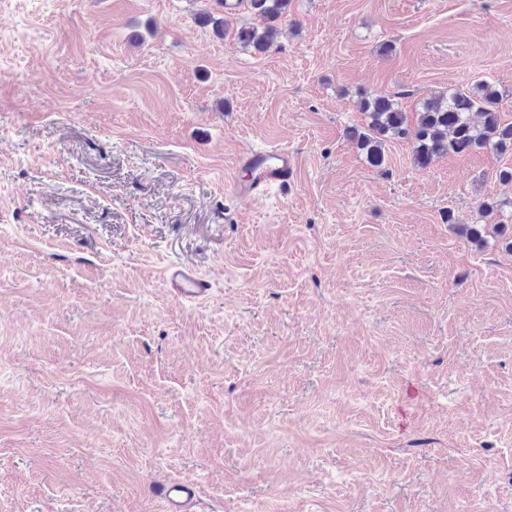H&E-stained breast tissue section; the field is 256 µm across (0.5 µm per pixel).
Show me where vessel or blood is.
<instances>
[{"mask_svg": "<svg viewBox=\"0 0 512 512\" xmlns=\"http://www.w3.org/2000/svg\"><path fill=\"white\" fill-rule=\"evenodd\" d=\"M241 165L249 176L234 182L233 191L239 198L255 200L264 196L271 186L286 185L294 176L296 159L288 150L271 149L246 154ZM163 279L179 299L191 305L202 302L211 293L207 279L180 265L166 266ZM155 494L165 512H190L197 497V485L191 479L164 481L156 486Z\"/></svg>", "mask_w": 512, "mask_h": 512, "instance_id": "vessel-or-blood-1", "label": "vessel or blood"}]
</instances>
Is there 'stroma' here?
Here are the masks:
<instances>
[{"mask_svg":"<svg viewBox=\"0 0 512 512\" xmlns=\"http://www.w3.org/2000/svg\"><path fill=\"white\" fill-rule=\"evenodd\" d=\"M211 7L0 0V512H512V253L459 233L512 154L346 135L479 80L511 121L512 0H291L265 54ZM241 167L249 172L247 179L233 182V191L241 199L257 200L274 185L288 184L295 173L296 159L285 149H271L246 154ZM163 279L173 293L187 304H198L211 293V283L194 270L180 265H168L163 270ZM155 494L166 512H188L197 497V484L192 479L164 481L156 486Z\"/></svg>","mask_w":512,"mask_h":512,"instance_id":"1","label":"stroma"}]
</instances>
